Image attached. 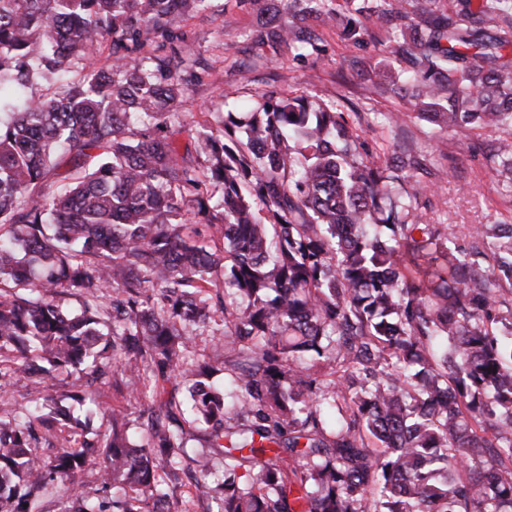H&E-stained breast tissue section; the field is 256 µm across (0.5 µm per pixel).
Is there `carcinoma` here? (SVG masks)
<instances>
[{
    "instance_id": "1",
    "label": "carcinoma",
    "mask_w": 512,
    "mask_h": 512,
    "mask_svg": "<svg viewBox=\"0 0 512 512\" xmlns=\"http://www.w3.org/2000/svg\"><path fill=\"white\" fill-rule=\"evenodd\" d=\"M210 2L0 0V357L16 353L0 378L35 393L0 418V512H40L48 493L76 512H169L185 477L208 498L211 459L184 465L186 423L223 455L220 512H512V224L423 223L401 192L414 155L391 174L364 163L334 102L266 89L243 123L183 124L208 67L183 23ZM353 3L402 21L406 110L512 129V0L437 16ZM288 9L333 20L325 0ZM277 12L270 39L318 51ZM106 38L108 66L93 56ZM77 63L82 78L57 84ZM39 80L57 90L27 95ZM493 162L511 182L512 133ZM202 226L224 248L198 245ZM215 316L222 386L192 352ZM53 370L85 380L71 399L87 422L98 379L151 394L144 443L114 411L94 449L114 489L100 500L80 491L91 445L45 393ZM176 372L183 401L159 389Z\"/></svg>"
}]
</instances>
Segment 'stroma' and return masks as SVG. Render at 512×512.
Here are the masks:
<instances>
[{
    "label": "stroma",
    "instance_id": "obj_1",
    "mask_svg": "<svg viewBox=\"0 0 512 512\" xmlns=\"http://www.w3.org/2000/svg\"><path fill=\"white\" fill-rule=\"evenodd\" d=\"M257 0H212L211 8L188 20L184 28L191 50L209 67L183 102L188 120L215 125L220 113L254 103L268 88L340 104L360 146L364 163L386 165L405 147H412L427 169L406 190L417 197L418 212L431 224H512V184L489 158L490 147L504 130L474 129L462 137L447 130L433 133L401 100L375 87L372 73L384 70L406 76L410 64L400 56L385 27L364 20L360 42L340 35L339 26L314 29L319 53L296 57L286 43L267 39ZM400 114L390 122V114ZM98 400L117 410L129 425L132 442L141 440L139 400L126 389L102 386Z\"/></svg>",
    "mask_w": 512,
    "mask_h": 512
}]
</instances>
